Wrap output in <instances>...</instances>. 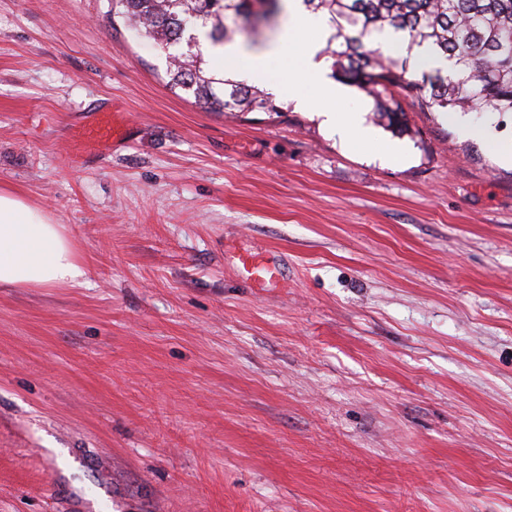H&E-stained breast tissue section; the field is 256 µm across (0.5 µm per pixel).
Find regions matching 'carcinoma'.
Masks as SVG:
<instances>
[{
  "instance_id": "1",
  "label": "carcinoma",
  "mask_w": 512,
  "mask_h": 512,
  "mask_svg": "<svg viewBox=\"0 0 512 512\" xmlns=\"http://www.w3.org/2000/svg\"><path fill=\"white\" fill-rule=\"evenodd\" d=\"M168 54L172 88L189 91L201 108L220 112L277 111L259 88L216 77L202 49L185 48L189 31L208 29L214 45L233 41L239 22L275 18L283 0H108ZM333 29L327 52L337 74L375 102L386 127L408 130L395 89L413 94L427 111L512 112V0H303ZM430 47L448 62L424 71L414 49Z\"/></svg>"
}]
</instances>
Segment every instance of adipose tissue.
I'll return each instance as SVG.
<instances>
[{"label": "adipose tissue", "instance_id": "obj_1", "mask_svg": "<svg viewBox=\"0 0 512 512\" xmlns=\"http://www.w3.org/2000/svg\"><path fill=\"white\" fill-rule=\"evenodd\" d=\"M288 25L267 50L254 52L237 42L219 48L226 58L224 75L238 82L260 85L269 78L272 61L289 58L298 65L302 85H288L289 98L323 115L344 95L341 86L325 81L326 64L320 52L328 36L323 17L310 14L302 0H285ZM87 271L71 242L41 209L17 195L0 191V284L15 288H49L57 284L81 286Z\"/></svg>", "mask_w": 512, "mask_h": 512}]
</instances>
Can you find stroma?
<instances>
[{
    "label": "stroma",
    "instance_id": "35a3bbf8",
    "mask_svg": "<svg viewBox=\"0 0 512 512\" xmlns=\"http://www.w3.org/2000/svg\"><path fill=\"white\" fill-rule=\"evenodd\" d=\"M107 11L0 0V190L88 270L0 287V512H512V166L352 84L359 147L206 111ZM236 267L240 275L246 280L254 282H267L279 279L278 267L268 261L263 255L249 253L239 255Z\"/></svg>",
    "mask_w": 512,
    "mask_h": 512
}]
</instances>
